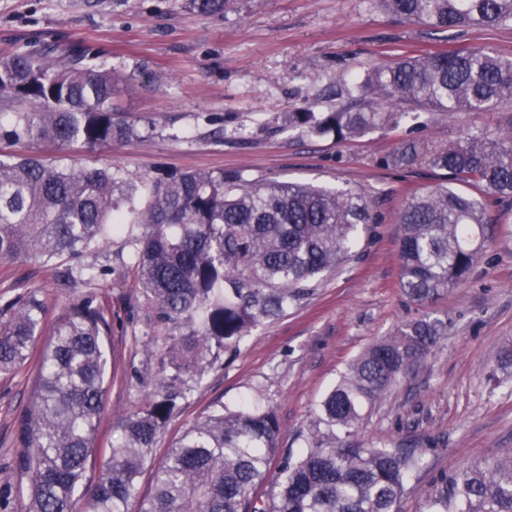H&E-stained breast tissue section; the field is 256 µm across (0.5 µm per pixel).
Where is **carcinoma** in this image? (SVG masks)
<instances>
[{
    "label": "carcinoma",
    "instance_id": "1",
    "mask_svg": "<svg viewBox=\"0 0 512 512\" xmlns=\"http://www.w3.org/2000/svg\"><path fill=\"white\" fill-rule=\"evenodd\" d=\"M230 0H190L203 15ZM386 13L438 29L512 24V0H374ZM81 41L0 58V140L33 148L123 142L136 128L117 117V79ZM336 110L292 123L336 140L397 126L415 112H490L512 102V57L485 48L405 55L336 87ZM425 164L512 203V118L491 135L468 129L446 147L416 140L390 157ZM150 321L169 331L154 353L148 402L121 426L120 443L88 485L104 412L109 311L93 293L73 303L41 352V388L20 419L30 484L16 509L0 489V512H127L160 432L206 372L235 352L253 328L308 293L345 261L372 200L358 189L269 181L239 171H185L131 177L119 170L64 166L36 155L0 158V259L67 262L61 290L89 284L105 268L80 263L126 220ZM398 223L399 287L423 305L460 287L488 239L484 203L439 183L406 191ZM0 373L25 364L42 335L46 308L35 293L0 296ZM446 336V323L421 317L372 344L322 399L303 446L278 455L275 413L244 403L194 423L155 465L140 512H399L409 480L424 465L415 448L364 447L349 437L384 392ZM280 456L277 470L272 461ZM274 491H265L267 485ZM428 512H512V450L440 478Z\"/></svg>",
    "mask_w": 512,
    "mask_h": 512
}]
</instances>
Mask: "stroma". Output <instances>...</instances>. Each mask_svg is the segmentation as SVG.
I'll return each instance as SVG.
<instances>
[{
  "mask_svg": "<svg viewBox=\"0 0 512 512\" xmlns=\"http://www.w3.org/2000/svg\"><path fill=\"white\" fill-rule=\"evenodd\" d=\"M82 40L119 79L113 102L133 123L131 139L90 152L74 145L40 153L63 165L112 167L130 176L171 171H238L244 177L358 187L379 219L361 229L351 257L311 284L277 319L252 330L195 384L161 433L165 452L189 426L218 405L241 401L272 408L280 448L297 450L325 394L367 347L402 323L431 315L448 323L439 346L400 377L369 410L354 442L418 449L426 465L411 480L400 512H426L441 475L501 456L512 448V373L499 356L512 348V212L492 195L496 222L468 281L429 305L400 290L398 213L406 188L442 182L417 164L388 165L402 141L445 147L469 126L512 118V103L481 115L420 113L398 127L336 141L293 126L288 115L336 107L331 90L350 75L406 54L484 46L512 57V26L433 30L399 21L372 0H233L203 16L186 0H0V56L26 47ZM132 224L84 263L105 266L96 294L112 315L106 338L108 394L100 427L109 451L124 417L140 410L145 391L134 374L154 364L163 326H148L128 244ZM54 265L0 261V294L35 292L47 304L48 344L56 322L87 289L56 287ZM38 365L28 360L0 374V487L22 503L29 479L19 470L17 423L37 394Z\"/></svg>",
  "mask_w": 512,
  "mask_h": 512,
  "instance_id": "35a3bbf8",
  "label": "stroma"
}]
</instances>
